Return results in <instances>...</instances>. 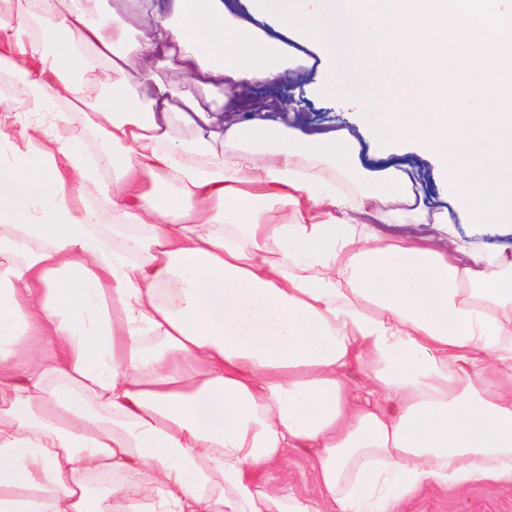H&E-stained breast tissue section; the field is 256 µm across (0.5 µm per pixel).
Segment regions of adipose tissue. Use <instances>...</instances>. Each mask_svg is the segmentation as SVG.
<instances>
[{
	"mask_svg": "<svg viewBox=\"0 0 512 512\" xmlns=\"http://www.w3.org/2000/svg\"><path fill=\"white\" fill-rule=\"evenodd\" d=\"M98 3L0 14V69L32 93L0 112L23 130L0 143V512H397L427 487L512 490V261L386 237L448 215L409 166H363L348 132L235 117L318 54L319 92L434 156L479 223L511 224L512 114L493 105L512 0H166L118 25ZM377 43L400 65L385 98ZM472 65L485 93L449 99ZM49 98L109 151L54 139ZM299 448L308 496L268 477Z\"/></svg>",
	"mask_w": 512,
	"mask_h": 512,
	"instance_id": "1",
	"label": "adipose tissue"
}]
</instances>
